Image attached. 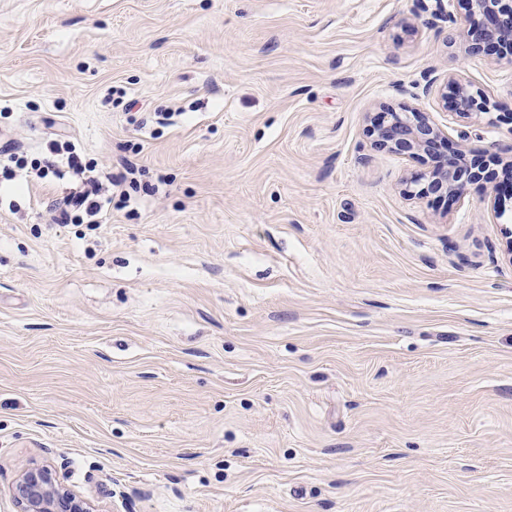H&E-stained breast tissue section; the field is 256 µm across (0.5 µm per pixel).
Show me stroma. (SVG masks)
Segmentation results:
<instances>
[{
  "instance_id": "1",
  "label": "stroma",
  "mask_w": 512,
  "mask_h": 512,
  "mask_svg": "<svg viewBox=\"0 0 512 512\" xmlns=\"http://www.w3.org/2000/svg\"><path fill=\"white\" fill-rule=\"evenodd\" d=\"M457 0H0V512L36 460L98 512H512V193L409 198L367 115L512 154V59ZM490 113L449 119V77ZM48 149L55 158L39 162L34 159L30 163L31 168L38 171L42 179H46L50 174L57 178H63L66 173L73 175L85 173L87 163L83 164L82 159L72 146L61 148L57 144H50ZM67 205L71 207L67 220L73 224H98L104 214L112 210V195L100 192L93 184L91 190L80 192L76 197L70 198Z\"/></svg>"
}]
</instances>
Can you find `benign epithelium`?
Listing matches in <instances>:
<instances>
[{
    "instance_id": "benign-epithelium-1",
    "label": "benign epithelium",
    "mask_w": 512,
    "mask_h": 512,
    "mask_svg": "<svg viewBox=\"0 0 512 512\" xmlns=\"http://www.w3.org/2000/svg\"><path fill=\"white\" fill-rule=\"evenodd\" d=\"M465 9V25L458 33L464 53L476 55L498 50L512 57V0H461ZM452 114L469 117L487 113L491 101L480 89L455 78ZM370 145L377 151L407 155L423 162H433L424 171L405 182L404 193L410 197L437 195L450 199L464 196L470 186L489 183L497 189L512 187V158L496 160V167L469 164L458 155H441L445 136L429 117L417 108H389L371 117ZM69 462H32L24 466L10 485L11 497L18 512H93L90 502L74 491L60 473Z\"/></svg>"
}]
</instances>
